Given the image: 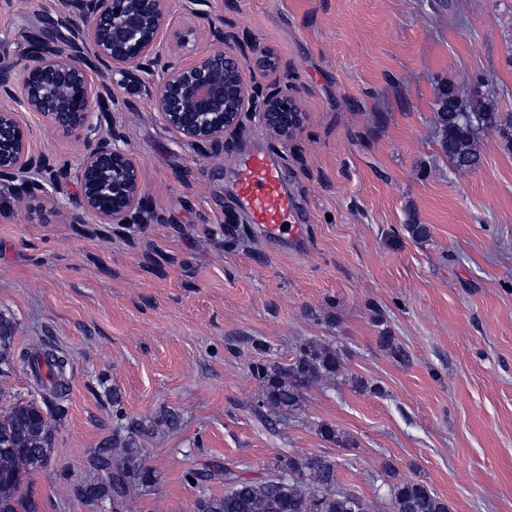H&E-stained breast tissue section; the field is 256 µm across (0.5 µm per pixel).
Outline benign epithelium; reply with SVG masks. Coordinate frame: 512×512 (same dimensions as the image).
Wrapping results in <instances>:
<instances>
[{
    "label": "benign epithelium",
    "mask_w": 512,
    "mask_h": 512,
    "mask_svg": "<svg viewBox=\"0 0 512 512\" xmlns=\"http://www.w3.org/2000/svg\"><path fill=\"white\" fill-rule=\"evenodd\" d=\"M199 0H59L51 32L39 36L28 58L0 59V181L21 195L47 194L72 178L79 193L73 224L113 229L162 220L145 195L139 163L122 132L105 125L108 112H129L138 102L119 100L92 80L89 61L110 76L141 84V101L158 112L182 143L202 153L224 143L251 113L267 134L286 140L299 131L296 98L263 84L288 65L271 50L233 47L235 31L209 22L208 46L198 31L176 21V11L200 16ZM39 116L44 128L78 142L76 160L59 164L34 149L20 113Z\"/></svg>",
    "instance_id": "obj_1"
}]
</instances>
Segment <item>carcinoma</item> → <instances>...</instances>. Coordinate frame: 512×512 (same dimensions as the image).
I'll use <instances>...</instances> for the list:
<instances>
[{"mask_svg":"<svg viewBox=\"0 0 512 512\" xmlns=\"http://www.w3.org/2000/svg\"><path fill=\"white\" fill-rule=\"evenodd\" d=\"M443 133V148L458 169H473L479 154L472 121L503 136L512 132V114H501L492 105L477 100L466 107L456 91L444 88L436 103ZM17 323L0 315V377L12 371L7 351L14 349ZM29 368L41 402L16 401L0 414V512H36V505L19 496L23 478L38 471L52 451V421L63 416L67 396L65 378L70 358L57 346L37 339L20 354ZM342 367L337 351L308 341L289 363H257L253 373L262 392L257 402L265 429L277 432L278 418L298 408L305 390L322 377L336 375ZM112 436L93 449L87 458L88 478L79 490L83 499L103 502L112 512H128L132 494L155 481L145 466L134 436L141 423L130 419L119 397L112 396ZM276 475L260 480L243 477L231 467L215 470L190 469L186 479L201 484L224 481V494L198 500L196 512H367L357 494L336 490L334 464L318 453H294L281 449ZM394 512H448V502L419 482H396L389 486Z\"/></svg>","mask_w":512,"mask_h":512,"instance_id":"carcinoma-1","label":"carcinoma"}]
</instances>
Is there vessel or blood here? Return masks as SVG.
<instances>
[{"mask_svg": "<svg viewBox=\"0 0 512 512\" xmlns=\"http://www.w3.org/2000/svg\"><path fill=\"white\" fill-rule=\"evenodd\" d=\"M236 197L248 223L261 226L267 236L292 240L303 236L305 227L284 187L283 170L267 148L249 150L241 157Z\"/></svg>", "mask_w": 512, "mask_h": 512, "instance_id": "b4317fda", "label": "vessel or blood"}]
</instances>
